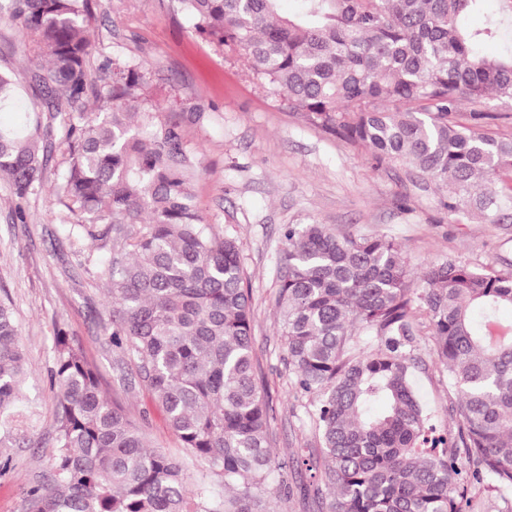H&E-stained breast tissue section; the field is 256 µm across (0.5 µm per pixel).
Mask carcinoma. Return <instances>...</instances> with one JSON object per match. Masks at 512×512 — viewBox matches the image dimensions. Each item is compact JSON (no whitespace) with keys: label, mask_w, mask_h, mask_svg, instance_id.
<instances>
[{"label":"carcinoma","mask_w":512,"mask_h":512,"mask_svg":"<svg viewBox=\"0 0 512 512\" xmlns=\"http://www.w3.org/2000/svg\"><path fill=\"white\" fill-rule=\"evenodd\" d=\"M178 2L198 34L243 53L291 110L378 164L413 166L446 186L448 211L483 180L480 208H512V135L479 131L489 96L512 99V52H480L504 20L468 23L484 0H303L294 17L280 15V0ZM3 10L26 34L43 100L24 131L0 127L15 218L25 222L24 204L62 153L53 195L78 217L68 236L98 226L112 241L107 343L134 360L186 454L151 449L61 331L48 377L52 482L28 489L29 512H274L286 486H271V473L302 465L320 473L318 512H473L480 495L512 512V321L499 316L512 309V271L449 257L427 265L416 288L387 237L286 225L282 361L308 398L321 456L303 448L275 461L241 248L195 204V151L182 126L147 98L137 60H108L91 74L90 0H8ZM418 313L457 398L455 427L444 431L413 385ZM25 363L11 303L0 299V449L27 442ZM188 458L208 477L193 491ZM212 481L224 486L218 504Z\"/></svg>","instance_id":"carcinoma-1"}]
</instances>
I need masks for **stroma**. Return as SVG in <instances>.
Masks as SVG:
<instances>
[{
    "mask_svg": "<svg viewBox=\"0 0 512 512\" xmlns=\"http://www.w3.org/2000/svg\"><path fill=\"white\" fill-rule=\"evenodd\" d=\"M96 15L87 31L95 44L92 66L108 57L141 62L150 94L164 117L181 124L196 151V204L207 223L238 240L252 288L256 358L271 408L273 453L318 447V438L297 407L280 361L282 341L274 305L288 224H328L343 232L395 240L419 279L430 263L452 257L512 269V215L487 216L471 201L460 214L444 206L445 187L398 163L376 164L370 154L291 111L268 94L246 58L229 54L199 36L178 0H91ZM26 38L0 19V69L16 86L0 105V124L21 127L38 111L30 84ZM205 119L190 122L188 110ZM25 223L14 219V200L0 178V297L9 298L20 324L26 354L21 409L34 438L45 437L56 414L47 369L58 330L83 350L103 380L108 398L140 417L154 447L180 454L181 442L150 409V396L132 367H120L106 344L107 281L102 240L71 241L66 210L53 195L52 181L26 207ZM415 389L441 427L453 423L456 397L433 364L416 373ZM12 469L0 475V512H28V487L47 481L55 454L49 446L11 449Z\"/></svg>",
    "mask_w": 512,
    "mask_h": 512,
    "instance_id": "stroma-1",
    "label": "stroma"
}]
</instances>
